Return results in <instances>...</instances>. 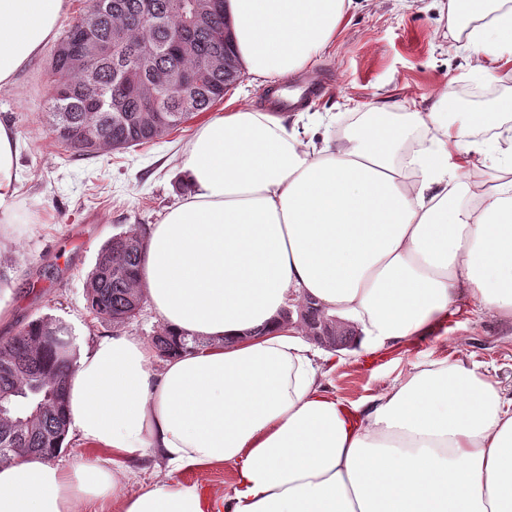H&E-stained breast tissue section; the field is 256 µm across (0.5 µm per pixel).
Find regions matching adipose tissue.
<instances>
[{"instance_id": "ef3b65f1", "label": "adipose tissue", "mask_w": 512, "mask_h": 512, "mask_svg": "<svg viewBox=\"0 0 512 512\" xmlns=\"http://www.w3.org/2000/svg\"><path fill=\"white\" fill-rule=\"evenodd\" d=\"M354 0H224L243 69H308ZM67 0H0V88L54 37ZM448 49L472 74L512 62V9ZM374 105L336 138L316 118L242 106L187 145L185 197L147 234L140 279L164 327L197 346L153 368L125 333L77 353L66 438L94 459L0 461V512H512V385L463 360L410 366L359 405L328 393L326 354L284 309L313 300L359 332L357 353L432 333L460 309L512 322V125ZM477 128L493 130L489 139ZM18 139L0 122V216L17 206ZM484 181H477V174ZM165 475L118 495L116 467ZM229 464L230 490L177 480Z\"/></svg>"}]
</instances>
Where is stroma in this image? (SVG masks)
I'll return each mask as SVG.
<instances>
[{
    "instance_id": "35a3bbf8",
    "label": "stroma",
    "mask_w": 512,
    "mask_h": 512,
    "mask_svg": "<svg viewBox=\"0 0 512 512\" xmlns=\"http://www.w3.org/2000/svg\"><path fill=\"white\" fill-rule=\"evenodd\" d=\"M446 31L433 0H416L409 9L400 8L398 0H369L352 12L335 49L294 74V82L320 88L304 111L351 120L384 101L409 112L414 100L444 86L459 112L490 111L512 98V65L490 78L474 76L463 59L449 54ZM53 49L46 44L14 86L0 91V120L12 124L20 140L18 218L0 223V306L9 311L8 318H0V337L48 316L76 327L89 347L112 331L86 300L87 276L101 246L127 230L147 233L180 200L182 150L201 124L242 104L269 109L284 82L240 74L223 100L178 132L86 158L73 155L50 132L44 103ZM446 325L444 347L431 333L378 356H344L327 376V390L358 403L399 381L409 365L440 358L463 359L512 384L511 324L486 313L455 315Z\"/></svg>"
}]
</instances>
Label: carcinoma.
Here are the masks:
<instances>
[{
	"label": "carcinoma",
	"instance_id": "carcinoma-1",
	"mask_svg": "<svg viewBox=\"0 0 512 512\" xmlns=\"http://www.w3.org/2000/svg\"><path fill=\"white\" fill-rule=\"evenodd\" d=\"M224 0H216L211 24L189 34L182 13L171 0H151L157 19L154 26L135 27L143 0H87L86 11L62 24L59 43L76 41L90 28L106 48L94 71L103 94L111 103L107 112L88 105L80 95L84 75L70 69L67 57L55 55L49 73L50 86L65 87L69 96L64 111L54 114L55 137L72 152L93 157L96 150L84 142L92 126L109 137L117 148L155 141V126L164 123L178 129L223 99L236 79L209 74L195 91L194 112L176 111L175 99L165 94L158 105L144 100L140 84L156 71L178 78L204 63L215 51L231 53L228 40L215 37L213 27L223 25ZM146 249L145 236L125 231L112 236L100 250L87 277V302L91 313L121 330L145 302L138 272ZM156 356L167 359L187 348L163 330L153 337ZM76 350L71 328L59 319L39 317L17 334L0 338V405L12 410V420L0 422V457L16 459L30 452L53 453L64 436V400L68 380L75 369Z\"/></svg>",
	"mask_w": 512,
	"mask_h": 512
}]
</instances>
